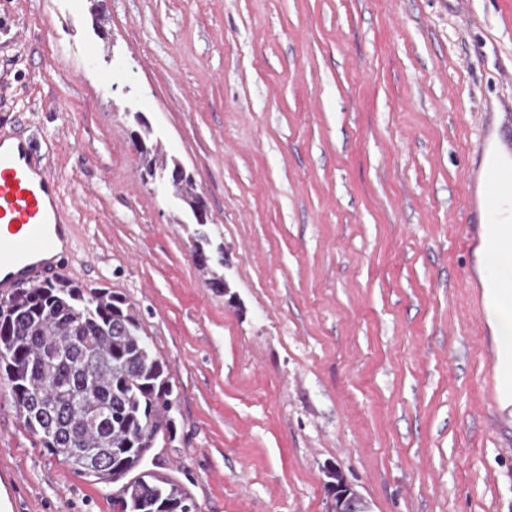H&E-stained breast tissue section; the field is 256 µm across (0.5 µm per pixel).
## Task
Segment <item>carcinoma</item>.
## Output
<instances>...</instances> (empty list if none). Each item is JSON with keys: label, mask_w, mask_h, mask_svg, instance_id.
I'll list each match as a JSON object with an SVG mask.
<instances>
[{"label": "carcinoma", "mask_w": 512, "mask_h": 512, "mask_svg": "<svg viewBox=\"0 0 512 512\" xmlns=\"http://www.w3.org/2000/svg\"><path fill=\"white\" fill-rule=\"evenodd\" d=\"M145 169L174 165L158 140ZM51 351L44 364L38 356ZM0 371L25 427L59 462L122 480L121 512H187L196 502L155 470L151 449L173 434V385L126 299L60 276L0 305Z\"/></svg>", "instance_id": "carcinoma-1"}]
</instances>
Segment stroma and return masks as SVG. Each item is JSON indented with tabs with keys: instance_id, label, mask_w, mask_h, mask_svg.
I'll return each instance as SVG.
<instances>
[{
	"instance_id": "obj_1",
	"label": "stroma",
	"mask_w": 512,
	"mask_h": 512,
	"mask_svg": "<svg viewBox=\"0 0 512 512\" xmlns=\"http://www.w3.org/2000/svg\"><path fill=\"white\" fill-rule=\"evenodd\" d=\"M508 112L512 0H0V135L60 179L63 275L134 304L166 364L160 470L198 512H325L329 465L371 512H512L462 240L478 128ZM138 113L208 224L145 181ZM0 494L113 512L1 377Z\"/></svg>"
}]
</instances>
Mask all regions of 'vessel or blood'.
Segmentation results:
<instances>
[{
    "instance_id": "b4317fda",
    "label": "vessel or blood",
    "mask_w": 512,
    "mask_h": 512,
    "mask_svg": "<svg viewBox=\"0 0 512 512\" xmlns=\"http://www.w3.org/2000/svg\"><path fill=\"white\" fill-rule=\"evenodd\" d=\"M475 169L482 202H470L468 241L495 233L496 244L512 242V223L498 214L501 191L512 186V129L482 123ZM60 183L44 156L24 136H0V296L14 295L27 283L57 268V244L71 238L72 227L60 223Z\"/></svg>"
}]
</instances>
